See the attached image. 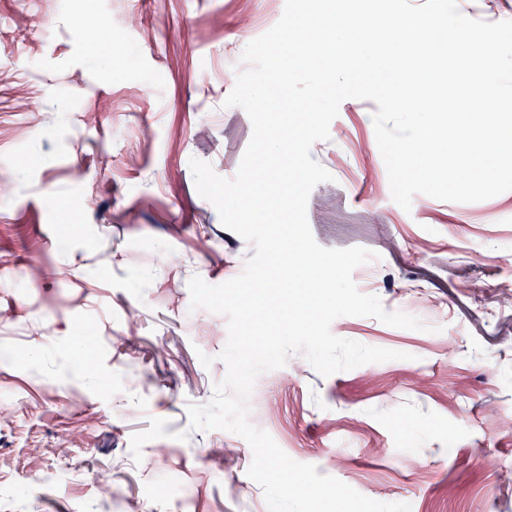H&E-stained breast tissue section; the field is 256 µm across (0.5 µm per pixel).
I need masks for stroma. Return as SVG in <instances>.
Instances as JSON below:
<instances>
[{"label": "stroma", "instance_id": "stroma-1", "mask_svg": "<svg viewBox=\"0 0 512 512\" xmlns=\"http://www.w3.org/2000/svg\"><path fill=\"white\" fill-rule=\"evenodd\" d=\"M284 6L0 0V512H268L249 444L187 414L224 379L227 341L225 316L191 310L188 283L222 284L253 254L190 161L236 176L252 123L225 100ZM83 26L110 38L88 51ZM376 109L344 100L313 144L333 179L307 218L322 247L375 252L359 290L422 327L335 319V336L402 359L324 377L291 355L259 375L249 420L373 500L512 512L496 471L512 464V191L418 194L403 210L380 151L365 150ZM84 198L81 230L64 233Z\"/></svg>", "mask_w": 512, "mask_h": 512}]
</instances>
